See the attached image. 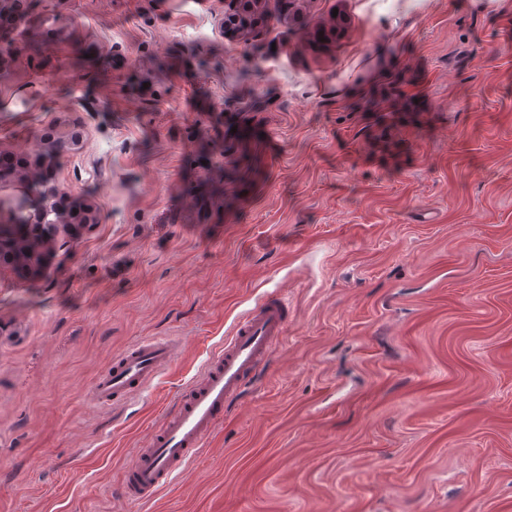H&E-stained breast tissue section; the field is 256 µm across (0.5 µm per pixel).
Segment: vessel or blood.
I'll return each instance as SVG.
<instances>
[{"instance_id":"obj_1","label":"vessel or blood","mask_w":512,"mask_h":512,"mask_svg":"<svg viewBox=\"0 0 512 512\" xmlns=\"http://www.w3.org/2000/svg\"><path fill=\"white\" fill-rule=\"evenodd\" d=\"M288 327V304L277 291L249 309L199 373L185 386L176 406L122 469L127 501H151L172 484L194 458L224 410L251 386L267 365ZM179 346L163 338H143L115 356L94 381L96 402L116 406L139 395L172 365Z\"/></svg>"}]
</instances>
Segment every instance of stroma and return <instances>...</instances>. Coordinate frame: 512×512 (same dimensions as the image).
Segmentation results:
<instances>
[{"label":"stroma","instance_id":"stroma-1","mask_svg":"<svg viewBox=\"0 0 512 512\" xmlns=\"http://www.w3.org/2000/svg\"><path fill=\"white\" fill-rule=\"evenodd\" d=\"M512 0H31L0 150L96 220L0 269V512H512ZM280 346L151 503L119 494L271 290ZM175 362L117 408L131 343ZM53 132L54 135H52L50 139L47 138L43 140L37 146V149H35L37 152L58 151L73 145L76 140L75 134L71 133V131L63 125L55 126ZM179 345L163 338H142L112 359L94 381L96 402L116 406L139 395L172 365Z\"/></svg>","mask_w":512,"mask_h":512}]
</instances>
